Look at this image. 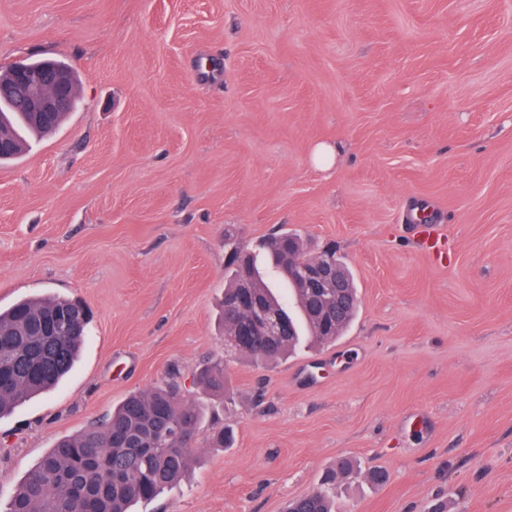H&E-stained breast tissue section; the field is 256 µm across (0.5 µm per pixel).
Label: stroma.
<instances>
[{
  "mask_svg": "<svg viewBox=\"0 0 512 512\" xmlns=\"http://www.w3.org/2000/svg\"><path fill=\"white\" fill-rule=\"evenodd\" d=\"M36 58L81 107L0 166V306L91 321L0 417V512L57 438L168 381L234 439L134 512H284L343 457L336 512H512V0H0V67ZM285 229L342 257L359 312L257 364L224 346L225 264L267 269Z\"/></svg>",
  "mask_w": 512,
  "mask_h": 512,
  "instance_id": "35a3bbf8",
  "label": "stroma"
}]
</instances>
